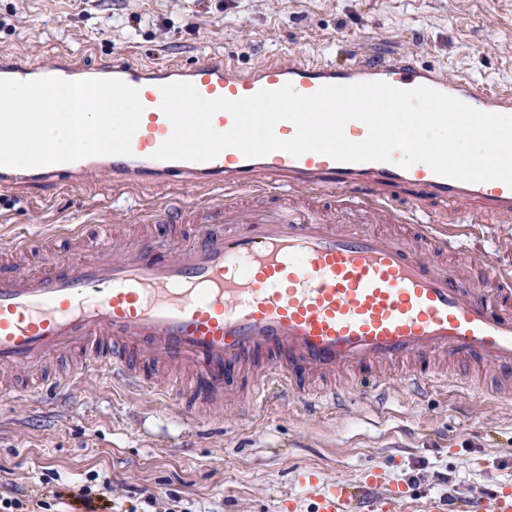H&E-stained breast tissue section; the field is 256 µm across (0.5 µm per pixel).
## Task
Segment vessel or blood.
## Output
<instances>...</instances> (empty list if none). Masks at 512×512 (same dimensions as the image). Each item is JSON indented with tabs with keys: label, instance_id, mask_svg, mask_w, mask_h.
Segmentation results:
<instances>
[{
	"label": "vessel or blood",
	"instance_id": "b4317fda",
	"mask_svg": "<svg viewBox=\"0 0 512 512\" xmlns=\"http://www.w3.org/2000/svg\"><path fill=\"white\" fill-rule=\"evenodd\" d=\"M0 77L79 80L113 78L138 89L144 107L132 153L93 155L71 163L0 166V198L49 197L58 190L108 182L112 191L178 186L219 188L208 200L128 207L147 235L117 236L97 218L101 253L87 259L82 235L60 251L43 233L0 252V370L15 381L0 395L34 400L44 389L70 392L85 377L105 387L174 398L198 415L222 408L243 377L252 403L301 401L315 414L341 406L343 394L381 395L394 387L426 392L448 383L435 358L466 359L512 374V269H496L484 288L466 286L452 262L482 224L512 221V187L437 175L426 164L341 162L316 152L274 151L245 157L224 149L209 161L158 160L173 133L161 109L162 85L188 82L207 99L236 100L284 85L304 95L324 85L383 81L400 89L427 86L487 113L512 115V89L448 77L413 53H355L344 61L299 55L243 71L227 57L204 54L187 66H153L125 55L94 66L78 53L56 52L34 64L0 54ZM464 205V222L408 206L392 195ZM385 217V226L340 224L332 206ZM168 227L155 249L151 230ZM39 251L43 268L29 272L17 257ZM77 355L68 371L43 376L48 363ZM307 500L292 512H398L384 495L381 470L351 482L300 473ZM448 512H512V486L480 489Z\"/></svg>",
	"mask_w": 512,
	"mask_h": 512
}]
</instances>
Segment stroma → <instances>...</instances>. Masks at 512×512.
Segmentation results:
<instances>
[{"instance_id": "1", "label": "stroma", "mask_w": 512, "mask_h": 512, "mask_svg": "<svg viewBox=\"0 0 512 512\" xmlns=\"http://www.w3.org/2000/svg\"><path fill=\"white\" fill-rule=\"evenodd\" d=\"M86 45L90 65L116 51L185 65L215 52L252 67L404 50L452 75L512 84V0H0V52L40 62ZM112 202L94 187L5 201L0 249ZM373 466L386 489H406L408 512L512 484V402L473 387L395 392L380 406L356 394L316 416L295 401L192 419L178 403L94 382L69 405L51 391L0 398V494L23 488L44 512H80L75 498L94 473L112 481L108 512H168L175 499L182 512H278L283 498L303 497V470L350 480Z\"/></svg>"}]
</instances>
